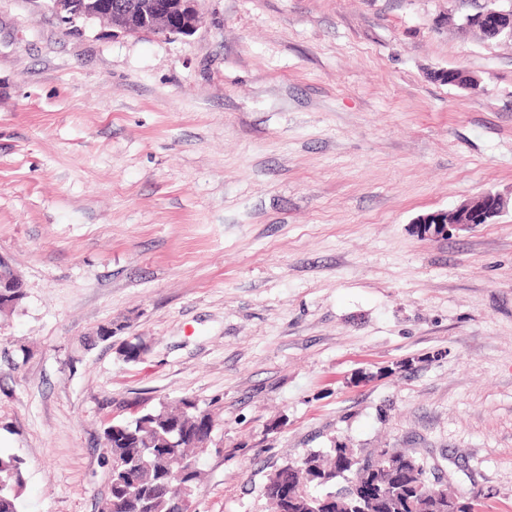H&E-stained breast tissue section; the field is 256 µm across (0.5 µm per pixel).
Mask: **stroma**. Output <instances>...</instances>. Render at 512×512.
Instances as JSON below:
<instances>
[{
    "label": "stroma",
    "instance_id": "1",
    "mask_svg": "<svg viewBox=\"0 0 512 512\" xmlns=\"http://www.w3.org/2000/svg\"><path fill=\"white\" fill-rule=\"evenodd\" d=\"M482 2L200 0L164 39L0 0L20 512H103L105 425L178 397L217 421L195 512H271L275 469L338 446L512 512V42L465 28ZM486 191L492 223L418 232Z\"/></svg>",
    "mask_w": 512,
    "mask_h": 512
}]
</instances>
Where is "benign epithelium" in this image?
Here are the masks:
<instances>
[{"mask_svg": "<svg viewBox=\"0 0 512 512\" xmlns=\"http://www.w3.org/2000/svg\"><path fill=\"white\" fill-rule=\"evenodd\" d=\"M46 8L63 23L97 19L112 25V32L132 36H190L201 22L199 0H43ZM502 0H487L482 9L465 17V26H483L495 35L512 40V6ZM504 207L503 198L482 193L456 208L423 216V233L446 234L450 227L491 222ZM23 280L0 255V288H22Z\"/></svg>", "mask_w": 512, "mask_h": 512, "instance_id": "1", "label": "benign epithelium"}]
</instances>
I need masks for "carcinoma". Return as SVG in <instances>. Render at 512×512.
Returning a JSON list of instances; mask_svg holds the SVG:
<instances>
[{
	"instance_id": "1",
	"label": "carcinoma",
	"mask_w": 512,
	"mask_h": 512,
	"mask_svg": "<svg viewBox=\"0 0 512 512\" xmlns=\"http://www.w3.org/2000/svg\"><path fill=\"white\" fill-rule=\"evenodd\" d=\"M215 421L199 403L179 398L145 408L129 420H116L103 429V446L110 464L107 512H180V482L188 471L197 487L199 457L210 450ZM353 448H333L329 462L311 453L276 470L263 487L275 512H312L323 496L311 491L348 475L349 484L329 493L326 512H361L358 493L378 492L380 505L372 512H474L473 504L455 492L445 498L446 484L429 478L427 462L387 448L349 465ZM23 461L0 453V512H18L23 490Z\"/></svg>"
}]
</instances>
